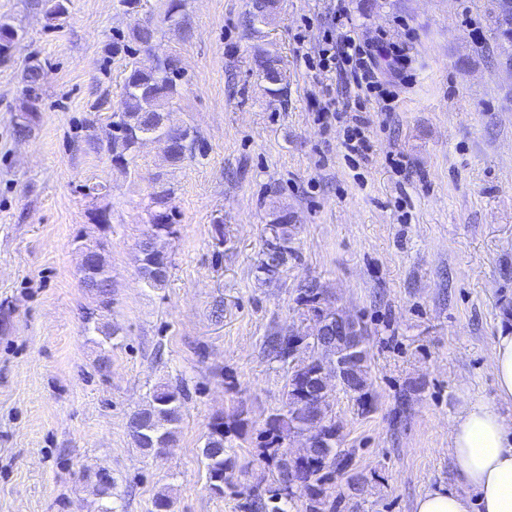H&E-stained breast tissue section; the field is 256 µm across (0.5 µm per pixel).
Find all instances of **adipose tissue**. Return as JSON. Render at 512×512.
I'll use <instances>...</instances> for the list:
<instances>
[{
	"mask_svg": "<svg viewBox=\"0 0 512 512\" xmlns=\"http://www.w3.org/2000/svg\"><path fill=\"white\" fill-rule=\"evenodd\" d=\"M492 370L498 403L468 400L449 432V453L475 498L431 491L419 499L417 512H512V418L498 407L512 402V329L495 339Z\"/></svg>",
	"mask_w": 512,
	"mask_h": 512,
	"instance_id": "obj_1",
	"label": "adipose tissue"
}]
</instances>
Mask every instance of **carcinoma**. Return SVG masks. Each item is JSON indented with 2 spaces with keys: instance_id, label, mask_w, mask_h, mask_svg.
<instances>
[{
  "instance_id": "cac0c4a2",
  "label": "carcinoma",
  "mask_w": 512,
  "mask_h": 512,
  "mask_svg": "<svg viewBox=\"0 0 512 512\" xmlns=\"http://www.w3.org/2000/svg\"><path fill=\"white\" fill-rule=\"evenodd\" d=\"M69 0H36L45 16L58 19L67 13ZM277 9L274 0H252V10L247 17L248 25L256 28ZM17 28L5 20H0V62L10 60L12 56V33ZM156 29L149 25H139L131 30L130 40L144 47L150 46L155 39ZM259 67L266 81L277 86L282 84L283 75L279 60L269 54L260 56ZM181 72L178 60L167 57L156 62L150 69L132 67L127 75L120 111L114 113L112 132L106 137H99L93 123L87 125V143L97 150L105 149L112 155V160L123 168H128L139 140L148 133H157L165 138V156L168 162L177 164L192 153L196 134L185 123L176 119L167 105L177 94ZM41 78V64L35 58L28 61L22 71L25 85L26 103L20 109L15 120L14 131L19 137L31 133L36 101L39 100L38 89ZM172 190L161 187L151 195L150 233L139 244V271L146 283L158 288L165 284L166 276L158 274L155 269L158 258L164 255L158 241L173 234L172 215L167 207ZM277 231L273 239L267 241L266 250L260 261L259 269L273 279L280 272L288 259L292 237V228L286 218L282 217L276 224ZM105 288L91 292L96 298V306L84 316L87 327L101 331L105 336L117 335V329L107 325L102 327L91 320L92 314L107 310L112 305V277L104 279ZM323 296V290L311 282L300 289L298 302L311 309H316ZM346 348L342 339L312 336L303 341L296 349L288 350L286 337L273 334L264 341V352L270 359L290 366L286 388L285 409L270 415L265 422L259 443L260 456L275 468L273 482L266 489L268 500L274 503L271 512H285L277 505L280 500L290 503L304 499V512H326L324 486L332 480L340 450L336 448V424L329 419L330 402L322 407L324 422L323 439L319 447L311 450L306 457L292 458L284 448L289 436L302 432L307 422L314 419L315 408L309 399L310 390L321 389L319 371L323 363L340 355ZM368 351L350 360L344 373L345 384L341 388L349 393L362 407L370 405ZM185 394L179 387L169 385L157 386L143 407L133 412L129 418V432L133 442L140 450L161 448L175 440L181 423ZM247 425L242 415H236L231 422L224 421V416H215L209 424V431L202 456L207 471L208 487L211 492L224 493V483L233 470L231 458L225 456V442L230 428L244 429Z\"/></svg>"
}]
</instances>
